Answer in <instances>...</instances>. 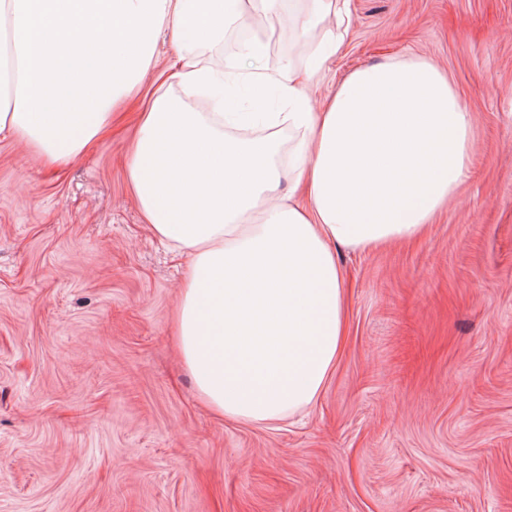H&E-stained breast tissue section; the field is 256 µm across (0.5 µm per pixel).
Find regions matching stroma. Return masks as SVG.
Here are the masks:
<instances>
[{"instance_id":"obj_1","label":"stroma","mask_w":512,"mask_h":512,"mask_svg":"<svg viewBox=\"0 0 512 512\" xmlns=\"http://www.w3.org/2000/svg\"><path fill=\"white\" fill-rule=\"evenodd\" d=\"M311 89L425 58L472 117L409 245L339 250L346 348L287 420L222 419L171 340L187 268L127 166L140 104L68 164L0 137V512H512V0H350Z\"/></svg>"}]
</instances>
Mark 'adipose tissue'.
<instances>
[{
	"label": "adipose tissue",
	"instance_id": "adipose-tissue-1",
	"mask_svg": "<svg viewBox=\"0 0 512 512\" xmlns=\"http://www.w3.org/2000/svg\"><path fill=\"white\" fill-rule=\"evenodd\" d=\"M287 8L304 48L205 52L244 17ZM170 28L175 60L147 93L128 165L135 201L189 272L173 337L206 409L274 423L315 400L348 336L337 248L422 237L467 177L472 119L434 63L321 75L350 34L348 0H0V134L62 164L112 123ZM303 200L281 190L279 130Z\"/></svg>",
	"mask_w": 512,
	"mask_h": 512
}]
</instances>
